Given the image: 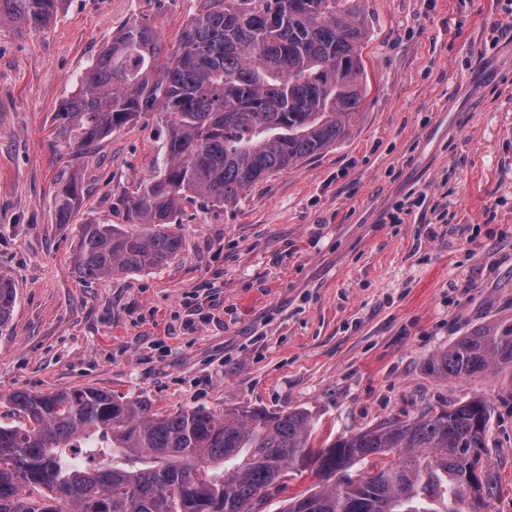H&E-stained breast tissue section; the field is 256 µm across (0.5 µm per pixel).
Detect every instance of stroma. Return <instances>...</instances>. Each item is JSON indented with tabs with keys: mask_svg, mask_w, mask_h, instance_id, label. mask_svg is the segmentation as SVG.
I'll return each instance as SVG.
<instances>
[{
	"mask_svg": "<svg viewBox=\"0 0 512 512\" xmlns=\"http://www.w3.org/2000/svg\"><path fill=\"white\" fill-rule=\"evenodd\" d=\"M364 103L347 138L248 189L183 202L169 264L78 278L81 213L130 228L121 196L157 171L146 113L78 156L53 115L122 25L175 44L200 0H63L47 28L0 22V394L93 386L166 415L302 409L311 441L483 398L512 512V366L428 367L458 337L512 325V0H365ZM82 186L73 177L64 182L56 194V223L75 224L76 216L80 213Z\"/></svg>",
	"mask_w": 512,
	"mask_h": 512,
	"instance_id": "1",
	"label": "stroma"
}]
</instances>
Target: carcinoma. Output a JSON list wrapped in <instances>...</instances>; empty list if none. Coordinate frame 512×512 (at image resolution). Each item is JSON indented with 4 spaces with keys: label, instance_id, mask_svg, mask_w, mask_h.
Returning a JSON list of instances; mask_svg holds the SVG:
<instances>
[{
    "label": "carcinoma",
    "instance_id": "cac0c4a2",
    "mask_svg": "<svg viewBox=\"0 0 512 512\" xmlns=\"http://www.w3.org/2000/svg\"><path fill=\"white\" fill-rule=\"evenodd\" d=\"M63 0H0V21L44 29ZM362 0H203L176 47L146 20L124 24L54 113V137L82 154L142 114H157L158 173L124 195L133 224L81 222L79 278L104 280L172 261L185 200L236 201L247 189L349 132L366 93ZM82 186L56 194L73 224ZM0 278V327L16 304ZM512 366V325L459 337L430 360L448 377ZM0 512H257L290 469L321 478L393 457L288 499L284 512H484L500 490L487 452L489 404L388 420L315 451L304 410L159 415L140 397L93 387L0 396Z\"/></svg>",
    "mask_w": 512,
    "mask_h": 512
}]
</instances>
